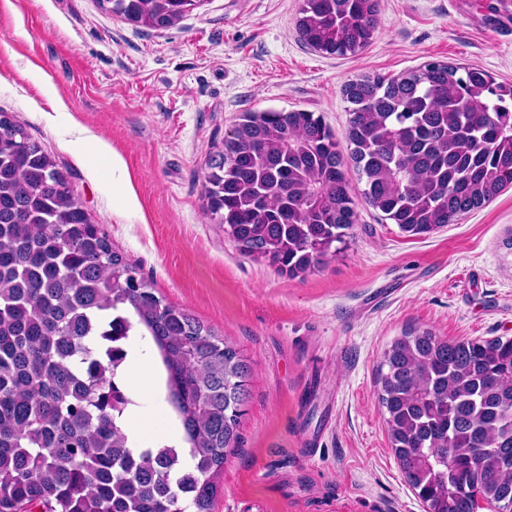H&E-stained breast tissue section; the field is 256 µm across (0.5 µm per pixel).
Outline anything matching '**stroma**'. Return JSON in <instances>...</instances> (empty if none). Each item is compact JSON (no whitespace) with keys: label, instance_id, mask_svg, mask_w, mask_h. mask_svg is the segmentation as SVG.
<instances>
[{"label":"stroma","instance_id":"obj_1","mask_svg":"<svg viewBox=\"0 0 512 512\" xmlns=\"http://www.w3.org/2000/svg\"><path fill=\"white\" fill-rule=\"evenodd\" d=\"M303 0H204L150 30L98 0H0V111L24 123L112 247L167 302L234 344L251 367L239 446L215 512H425L390 449L379 406L385 349L405 331L512 337V188L425 237L402 232L352 181L347 243L291 278L240 253L211 219L204 175L246 112L302 109L343 137V86L424 62L512 84L495 0H381L360 53L305 45ZM125 164L112 170L113 156ZM132 194L133 205H122ZM175 438L162 395L126 425Z\"/></svg>","mask_w":512,"mask_h":512}]
</instances>
